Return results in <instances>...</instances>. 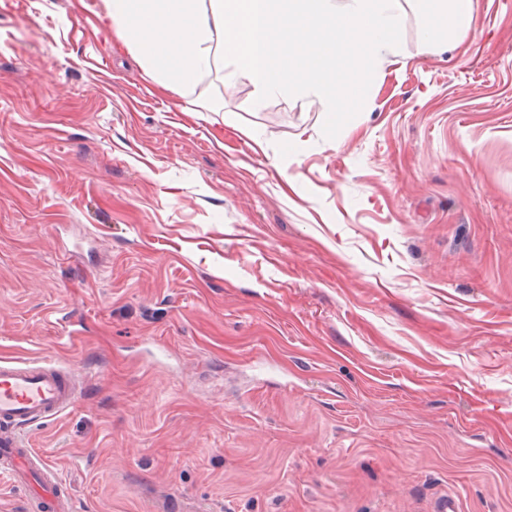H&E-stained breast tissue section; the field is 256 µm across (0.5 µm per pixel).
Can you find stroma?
<instances>
[{"mask_svg":"<svg viewBox=\"0 0 512 512\" xmlns=\"http://www.w3.org/2000/svg\"><path fill=\"white\" fill-rule=\"evenodd\" d=\"M400 3L327 139L0 0V360L89 374L30 432L73 512H512V0L451 51Z\"/></svg>","mask_w":512,"mask_h":512,"instance_id":"obj_1","label":"stroma"}]
</instances>
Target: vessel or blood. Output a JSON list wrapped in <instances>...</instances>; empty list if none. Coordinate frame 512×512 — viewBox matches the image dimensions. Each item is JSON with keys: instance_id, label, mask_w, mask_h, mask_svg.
Here are the masks:
<instances>
[{"instance_id": "obj_1", "label": "vessel or blood", "mask_w": 512, "mask_h": 512, "mask_svg": "<svg viewBox=\"0 0 512 512\" xmlns=\"http://www.w3.org/2000/svg\"><path fill=\"white\" fill-rule=\"evenodd\" d=\"M80 378L54 361H0V475L25 488L36 512H73L53 461L31 448L34 424L58 418L79 399Z\"/></svg>"}]
</instances>
